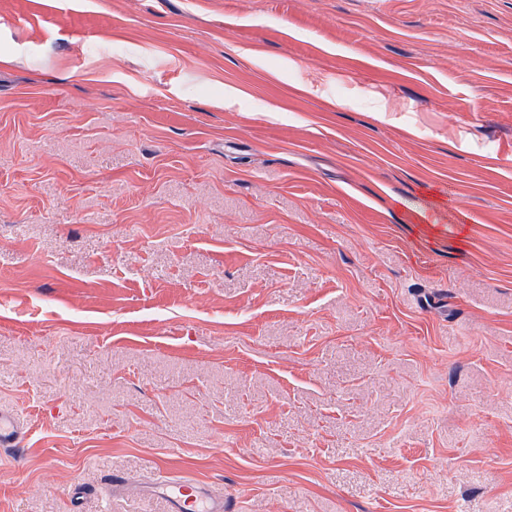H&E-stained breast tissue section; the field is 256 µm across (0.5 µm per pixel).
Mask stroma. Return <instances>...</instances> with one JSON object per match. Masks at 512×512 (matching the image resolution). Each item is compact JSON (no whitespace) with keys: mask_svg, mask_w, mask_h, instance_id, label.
<instances>
[{"mask_svg":"<svg viewBox=\"0 0 512 512\" xmlns=\"http://www.w3.org/2000/svg\"><path fill=\"white\" fill-rule=\"evenodd\" d=\"M0 408V512H512V0H0ZM26 434L15 414L0 409V448H20ZM153 485L169 500L171 512H224L223 494L213 495L188 477L160 474Z\"/></svg>","mask_w":512,"mask_h":512,"instance_id":"1","label":"stroma"}]
</instances>
